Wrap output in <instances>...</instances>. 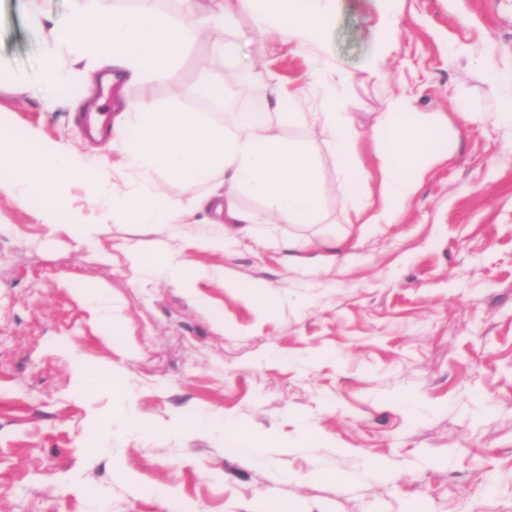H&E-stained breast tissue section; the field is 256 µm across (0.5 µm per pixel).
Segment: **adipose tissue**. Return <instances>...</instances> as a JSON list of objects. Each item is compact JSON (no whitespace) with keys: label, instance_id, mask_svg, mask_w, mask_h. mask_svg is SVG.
<instances>
[{"label":"adipose tissue","instance_id":"1","mask_svg":"<svg viewBox=\"0 0 512 512\" xmlns=\"http://www.w3.org/2000/svg\"><path fill=\"white\" fill-rule=\"evenodd\" d=\"M70 24L51 30L55 51L47 55L44 79L54 87L79 81L82 99H92L96 84H136L165 76L185 56L192 32L204 24L220 27L224 18L208 17L197 0H183L182 21L176 22L155 7V0H136L133 8L119 11L112 0H87ZM331 0H234L236 12L249 14L258 27L288 31L299 42L322 43L329 29ZM71 55L61 67L58 50ZM324 112H292L294 125L320 127L340 161L341 188L350 198H362L371 173L359 160L358 140L346 113L338 109L334 88H328ZM288 101L279 86L259 99L256 110L236 115V130H229L201 112L159 108L145 97L124 106L112 119V146L120 153L119 165L89 158L63 142L45 143L36 134L17 136L0 120V172L6 188L19 204L33 199L44 203L49 224H65L85 236L98 226L122 216L129 224H157L181 234L195 223L194 213L157 190L154 176L188 181L208 187L201 203L215 217L217 232L199 239L201 249L223 250L250 235L254 213L240 206L237 197L247 191L288 224L319 223L323 191L316 148L272 133L274 111ZM449 126L414 112L410 97L391 99L375 125L383 140L376 155L381 197L373 224H394L417 192L431 166L448 153ZM131 171L143 181L132 191L120 189L116 174ZM85 189L88 203L98 213L86 221L63 202L66 188ZM134 265L192 289L200 273L189 265H171L161 257L133 252Z\"/></svg>","mask_w":512,"mask_h":512}]
</instances>
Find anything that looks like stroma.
<instances>
[{"label": "stroma", "instance_id": "1", "mask_svg": "<svg viewBox=\"0 0 512 512\" xmlns=\"http://www.w3.org/2000/svg\"><path fill=\"white\" fill-rule=\"evenodd\" d=\"M82 5L0 0V114L16 134L64 138L112 164L76 87L51 92L41 79L49 42L36 15L61 25ZM394 7L387 54L380 0H336L323 45L238 14L223 34L233 53L203 29L167 78L97 94L116 111L147 96L198 112L214 84L243 112L265 85L241 77L263 61L292 111L315 112L312 85L342 68L352 78L339 109L370 171L375 118L406 92L452 130L449 159L398 223L357 222L324 146L321 222L259 223L254 240L221 252L198 248L205 224L173 237L112 223L83 240L42 223L40 200L22 207L0 189V512H512V125L481 65L512 76V0ZM290 237L342 244L313 270L311 253L281 248ZM136 250L266 282L276 311L210 279L187 291L146 276ZM99 289L122 341L90 300ZM202 411L276 451L246 457L221 433L173 429ZM93 427L111 431L107 446L86 448Z\"/></svg>", "mask_w": 512, "mask_h": 512}]
</instances>
